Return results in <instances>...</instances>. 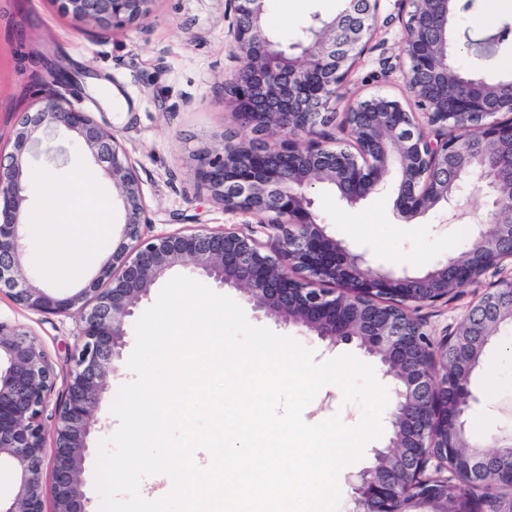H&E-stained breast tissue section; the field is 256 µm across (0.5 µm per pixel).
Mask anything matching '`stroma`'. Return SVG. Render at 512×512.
Listing matches in <instances>:
<instances>
[{"mask_svg": "<svg viewBox=\"0 0 512 512\" xmlns=\"http://www.w3.org/2000/svg\"><path fill=\"white\" fill-rule=\"evenodd\" d=\"M225 0H153L149 13L134 22L102 27L92 21L77 22L62 14L55 0H0V152L13 150V130L20 112L44 95L41 72L64 71L67 83L58 92L105 129L112 131L125 149L142 188L149 219L146 236L188 231L199 225L212 229L244 227L249 218L225 212L206 186L193 176L198 153L219 150L238 126L225 99V84L237 62L224 21ZM488 0H476L456 20L460 43L456 64L463 69L475 62L473 40L490 32L482 18ZM339 0H270L269 24L274 35L290 43L313 14H331ZM403 21L396 0H381L376 32L341 90L337 112L350 99L380 94L411 107L400 68ZM31 174L47 169L62 174L86 169L84 155L68 137L51 133L27 154ZM314 212L336 239L368 253L375 267L424 272L463 250L462 231L486 218L488 207L480 194L461 196L458 205L438 206L412 219L393 209L392 192L385 189L351 205L332 189L314 191ZM501 278L489 270L476 282L461 288L447 303L425 305L413 312L432 339L454 329L468 305L495 289ZM227 296L244 309L250 323L300 338L313 352L315 362L346 353L369 364L384 387L391 379L382 375L379 358L356 343L327 349L316 336H301L298 328L265 317L247 301L243 291L227 289ZM0 321L29 331L44 350L58 377L51 395L63 401V377L70 367L77 338L73 319L37 314L17 305L8 293L0 294ZM471 388L480 395L477 414H489L487 433L512 428V357L501 345L488 348ZM47 409L43 424L47 442L56 438L57 418ZM356 421L360 409L343 404L337 386L324 387L304 409L306 423L315 424L334 414Z\"/></svg>", "mask_w": 512, "mask_h": 512, "instance_id": "obj_1", "label": "stroma"}]
</instances>
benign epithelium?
<instances>
[{
  "label": "benign epithelium",
  "mask_w": 512,
  "mask_h": 512,
  "mask_svg": "<svg viewBox=\"0 0 512 512\" xmlns=\"http://www.w3.org/2000/svg\"><path fill=\"white\" fill-rule=\"evenodd\" d=\"M61 11L99 25L134 22L152 0H58ZM268 0H225L224 20L240 66L226 83L227 101L245 135L220 152L198 155L194 178L228 213L248 214L273 230L267 252L252 234L199 226L189 233L147 238L148 223L133 167L111 133L57 92L23 113L14 152L0 157V292L25 309L75 318L81 346L64 382L53 455V494L46 506L40 478L46 455L42 423L57 375L32 335L0 321V461L12 468L17 493L0 512H90L80 474L89 449L92 417L117 374L126 322L161 279L177 267L220 288L243 291L254 309L294 325L331 347L353 339L388 366L416 359L394 388L387 419L392 436L374 449V464L351 472L350 512H497L503 493L490 469V454L512 455V435L490 448L469 438V410L480 398L448 376V360L465 330L481 326L472 365L512 327V277L472 303L449 334L433 341L411 309L454 298L490 269L512 265V73L487 75L478 66H455L452 26L472 0H398L408 20L402 63L418 111L374 95L352 103L344 125L355 151L314 139L336 119V99L376 30L381 0H342L331 18L318 14L297 42L283 45L266 28ZM64 130L112 179L126 211L120 240L95 277L69 295L54 294L26 276V146L38 133ZM305 136V143L298 137ZM397 174L393 205L404 218L444 202L452 204L473 183L491 203L490 227L474 225L469 262L450 259L410 274L375 268L329 235L313 212L308 189L331 185L341 199L359 203ZM474 448L457 461V449ZM465 489L448 506V479Z\"/></svg>",
  "instance_id": "1"
}]
</instances>
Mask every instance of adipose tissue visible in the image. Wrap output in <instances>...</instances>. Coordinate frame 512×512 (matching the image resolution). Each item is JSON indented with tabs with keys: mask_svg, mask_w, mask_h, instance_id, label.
Wrapping results in <instances>:
<instances>
[{
	"mask_svg": "<svg viewBox=\"0 0 512 512\" xmlns=\"http://www.w3.org/2000/svg\"><path fill=\"white\" fill-rule=\"evenodd\" d=\"M37 192L45 206L29 212L31 260L43 282L82 280L85 261L110 235V207L88 171L40 175Z\"/></svg>",
	"mask_w": 512,
	"mask_h": 512,
	"instance_id": "1",
	"label": "adipose tissue"
}]
</instances>
